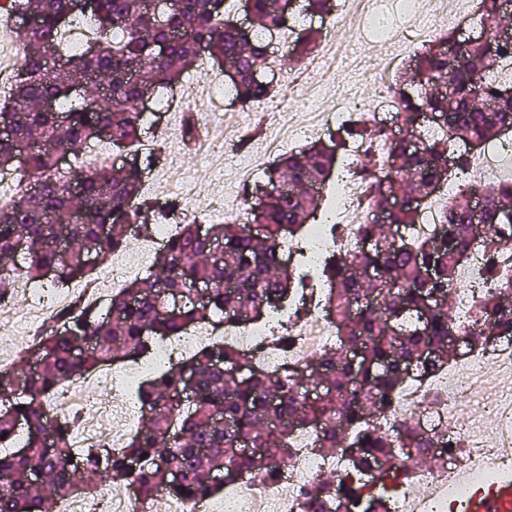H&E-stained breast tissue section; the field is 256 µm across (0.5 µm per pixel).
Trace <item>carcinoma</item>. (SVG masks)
Listing matches in <instances>:
<instances>
[{
  "label": "carcinoma",
  "mask_w": 512,
  "mask_h": 512,
  "mask_svg": "<svg viewBox=\"0 0 512 512\" xmlns=\"http://www.w3.org/2000/svg\"><path fill=\"white\" fill-rule=\"evenodd\" d=\"M238 0H183L178 11L150 9L147 0H0V9L33 15L37 25L15 27L24 45L9 96L0 100V124L13 127L14 139H0V172L18 171L20 200L0 207V296L16 275L31 282L66 284L90 276L88 257H106L127 246L131 228L154 220V206H130L140 196L145 159L114 173L101 166L81 174L71 186L73 167L64 155L79 157L86 145L107 138L116 148L142 145L147 122L137 84L154 93L180 83L207 51L218 64L236 67L231 81L243 107L267 97L272 85L260 80L267 55L259 37L306 16L330 13V0H252L255 29L229 23ZM454 34L416 53L399 77L406 129L389 157V173L371 183V206L386 222L371 221L361 241L373 240L371 253L358 250L347 259L334 254L312 275L304 260L289 268L285 247L307 236L327 200L320 189L338 172V150L347 139L375 134L363 123L344 125L321 141L276 160L251 197L247 223L214 225L201 236L185 224L156 258L159 272L131 282L112 297L108 311L65 308L56 320L65 330L43 337L0 381V512H51L58 500L93 490L103 477L133 486L152 499L174 485L177 494L198 503L215 496L225 482L243 474L269 473L284 462L296 426L318 434V449L333 452L338 443L355 449L352 467L332 485L314 486L303 512H382V499L370 495L359 475L365 469L395 487L407 479L397 456L432 466L427 440L408 424L396 435L375 421L405 381L411 363L425 378L448 366L457 335L456 316L448 313L456 268L478 247L512 245V185H468L442 212L430 238L406 236L419 208L439 189L443 175L458 178L468 165L456 143L478 145L512 129V81L503 80L495 62L512 55V38L493 36L453 46ZM311 29L300 31L298 57L315 48ZM399 183L389 180L391 173ZM399 190L403 203L392 205ZM224 249L215 262L211 247ZM379 265L383 281L368 270ZM210 286L207 303L192 300L193 287ZM321 284L336 326V343L302 367L272 376L229 345L201 347L189 358L153 372L136 389L149 425L132 436L123 453L102 448H72L69 430L47 412L49 401L74 374H87L117 354L136 360L150 353L154 337H173L202 322L247 324L276 309L288 311L306 289ZM175 295L184 299L169 317L160 308ZM376 305L356 318L352 307L369 298ZM485 322L466 333L471 348L487 349L512 336V277L481 303ZM362 346L353 365L348 350ZM329 379L326 398L307 402L305 385L313 375ZM253 452L239 453L243 443Z\"/></svg>",
  "instance_id": "carcinoma-1"
}]
</instances>
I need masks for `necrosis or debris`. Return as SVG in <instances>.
<instances>
[{
    "instance_id": "1",
    "label": "necrosis or debris",
    "mask_w": 512,
    "mask_h": 512,
    "mask_svg": "<svg viewBox=\"0 0 512 512\" xmlns=\"http://www.w3.org/2000/svg\"><path fill=\"white\" fill-rule=\"evenodd\" d=\"M407 17L405 25L390 27L385 12L369 0H354L345 19L362 27L377 43L394 44L398 53L382 57L376 67L355 59L351 44L326 35L310 57L306 71L288 69L284 50L293 40L294 31H281L270 37L271 52L266 73L274 78L276 93L260 100L256 111L279 115L266 144L265 154L275 158L288 148L322 136L342 123L366 121L379 128L377 136L348 142L342 152L341 168L333 199L335 235H328L323 225H311L308 242L303 247L289 246L288 257L304 253L311 268L336 252L349 255L360 243V230L371 217L369 186L362 177L365 156L378 161L373 172L385 175L395 136L388 126L398 112L399 88L394 75L399 65L431 34L442 28L455 31L468 25L474 0H402ZM234 100L224 92L222 79L207 81L204 96L186 92L184 87L165 91L153 111L163 116L152 140L144 143L141 154L150 161L143 187L154 190L157 207L166 209L164 223L149 230L136 231L135 249L112 252L96 268L99 279L110 282L111 291L95 289L92 303L105 306L112 292L120 291L137 275L144 250H157L171 236V225L199 221L196 206L197 185L191 174L181 173L169 189H156L155 176L163 169L176 168L177 160L162 147V141L174 130L173 116L195 113L200 123L211 125L214 118L233 111ZM243 130L215 137L201 134L195 151L204 160H234L243 180L252 179L262 168V160L248 154ZM512 162V136L470 149L464 180L451 181L450 192L462 184L498 185L512 183V172L504 162ZM512 270V253L491 249L474 251L461 266L452 294L458 323H472L475 307L484 296L493 294L496 283L486 274L490 262ZM83 281L74 280L62 288L28 286L29 308L22 322L12 319L16 304L0 301V345L14 336L20 324L50 326L66 300L85 291ZM289 341L279 344L274 338L272 321L255 324H227L205 329L189 328L183 335L156 340L150 363L142 360L119 366H103L92 374L80 376L58 394L50 415L71 426L72 445L76 448H109L120 451L127 445L128 434L100 427L103 414L113 421L135 424L139 411L133 392L148 367L162 365L194 350L203 342L230 343L252 356L267 371L302 365L334 345L336 328L324 308L310 309L290 317ZM496 369L500 381L486 380L487 369ZM413 418L416 428L430 441L431 456L443 464L432 470H412L408 482L387 495L388 512H464L470 496L496 478H512V343L497 342L489 350L465 353L433 376L405 383L394 396L382 419L389 431H396L404 418ZM290 446L292 457L284 470L272 480L249 474L224 487V512H302L307 491L322 473L341 475L350 468V451L337 449L323 456L315 450V434L299 430ZM58 512H153L150 502L134 491L124 494L96 492L76 496L60 504Z\"/></svg>"
}]
</instances>
